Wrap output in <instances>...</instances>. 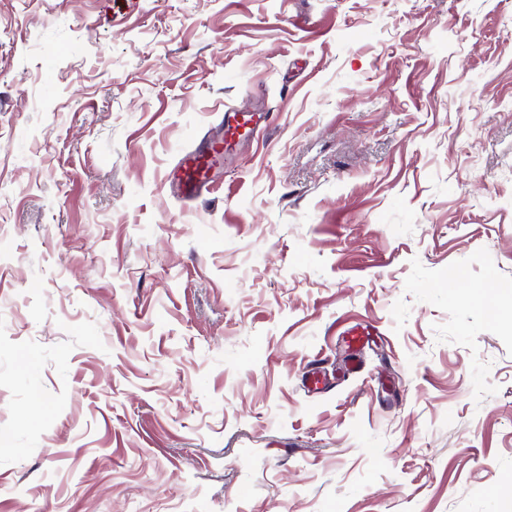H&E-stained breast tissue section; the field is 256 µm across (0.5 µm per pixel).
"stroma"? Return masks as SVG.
<instances>
[{
	"mask_svg": "<svg viewBox=\"0 0 512 512\" xmlns=\"http://www.w3.org/2000/svg\"><path fill=\"white\" fill-rule=\"evenodd\" d=\"M511 498L512 0H0V512ZM264 119L265 116L257 112L225 109L223 142H202L183 153L168 172V182L173 192L185 201H194L208 193L212 182L211 172L218 157L224 153L228 139L249 135Z\"/></svg>",
	"mask_w": 512,
	"mask_h": 512,
	"instance_id": "obj_1",
	"label": "stroma"
}]
</instances>
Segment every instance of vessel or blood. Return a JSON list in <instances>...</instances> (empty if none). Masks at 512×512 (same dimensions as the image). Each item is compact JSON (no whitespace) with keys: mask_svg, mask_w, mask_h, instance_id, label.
I'll return each instance as SVG.
<instances>
[{"mask_svg":"<svg viewBox=\"0 0 512 512\" xmlns=\"http://www.w3.org/2000/svg\"><path fill=\"white\" fill-rule=\"evenodd\" d=\"M263 114L257 112L224 111V141L203 142L183 153L170 167L168 182L181 199L193 201L208 193L211 172L225 149L226 139L249 135L261 125Z\"/></svg>","mask_w":512,"mask_h":512,"instance_id":"b4317fda","label":"vessel or blood"}]
</instances>
